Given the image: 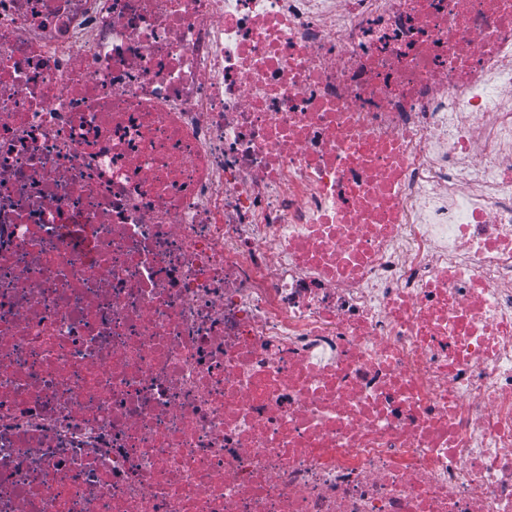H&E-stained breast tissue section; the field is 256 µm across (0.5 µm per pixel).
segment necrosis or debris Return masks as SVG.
<instances>
[{
	"instance_id": "4bbe7bcc",
	"label": "necrosis or debris",
	"mask_w": 512,
	"mask_h": 512,
	"mask_svg": "<svg viewBox=\"0 0 512 512\" xmlns=\"http://www.w3.org/2000/svg\"><path fill=\"white\" fill-rule=\"evenodd\" d=\"M0 512H512V0H0Z\"/></svg>"
}]
</instances>
